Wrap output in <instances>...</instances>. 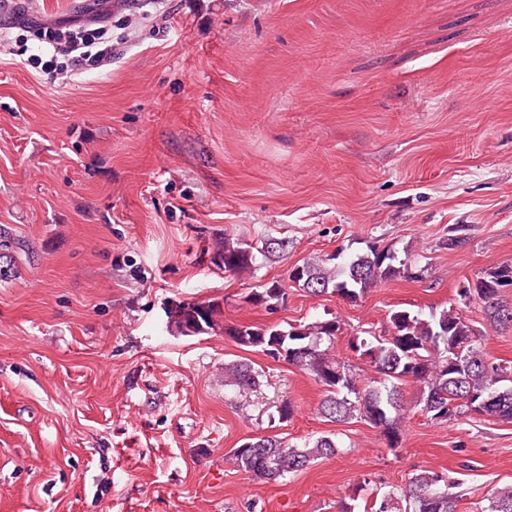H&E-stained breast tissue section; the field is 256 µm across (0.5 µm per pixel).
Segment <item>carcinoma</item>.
I'll use <instances>...</instances> for the list:
<instances>
[{
	"mask_svg": "<svg viewBox=\"0 0 512 512\" xmlns=\"http://www.w3.org/2000/svg\"><path fill=\"white\" fill-rule=\"evenodd\" d=\"M468 228L455 224L448 228V250L463 248ZM224 271L240 274L256 263L254 247L224 238ZM302 275L288 280L312 296L334 294L355 302L384 281L397 277L412 279V259L399 258L394 250L375 244L343 259L326 255L299 265ZM512 285V265L501 264L484 271L460 297L482 305L494 324L512 325V303L501 297V288ZM286 288L274 281L253 292L249 301L272 310L286 300ZM217 310L203 302L188 304L177 311L176 323L192 334L214 325ZM340 326L335 320L310 324L224 326V336L240 347H251L264 355L280 357L314 377L325 389L319 413L332 423L359 418L382 429L387 446L399 447L403 412V386L418 387L415 406L427 419L438 424L471 413L512 422V387L500 382L507 371L487 361L474 347L477 333L454 309L424 316L408 310L388 315L387 335L354 337L352 349L368 359L381 378L367 382L352 365L330 353ZM260 373L249 364L224 367V385L238 390L259 386ZM338 443L321 436L301 447H289L275 437L252 438L233 449L236 466L258 478L275 481L303 470L312 461L335 455ZM452 482L443 475L422 471L412 476L403 493L412 501L413 512H456L457 496L449 491ZM487 512H512V484L496 487L488 495Z\"/></svg>",
	"mask_w": 512,
	"mask_h": 512,
	"instance_id": "obj_1",
	"label": "carcinoma"
}]
</instances>
